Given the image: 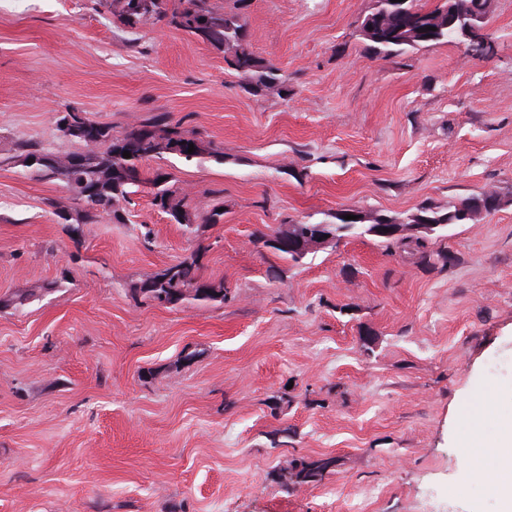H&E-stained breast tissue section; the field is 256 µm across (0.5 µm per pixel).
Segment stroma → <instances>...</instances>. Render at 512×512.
Instances as JSON below:
<instances>
[{
  "instance_id": "35a3bbf8",
  "label": "stroma",
  "mask_w": 512,
  "mask_h": 512,
  "mask_svg": "<svg viewBox=\"0 0 512 512\" xmlns=\"http://www.w3.org/2000/svg\"><path fill=\"white\" fill-rule=\"evenodd\" d=\"M213 2L282 86L250 96L223 52L127 32L103 0H0L1 156L67 149L53 121L73 108L224 146L176 172L193 243L143 195L124 224L57 223L63 182L0 168V512H512L464 450L512 426V204L428 236L444 267L371 236L296 265L260 237L512 191V0L493 2V56L388 59L358 34L370 0ZM194 255L224 304L132 295ZM296 457L334 465L288 489Z\"/></svg>"
}]
</instances>
